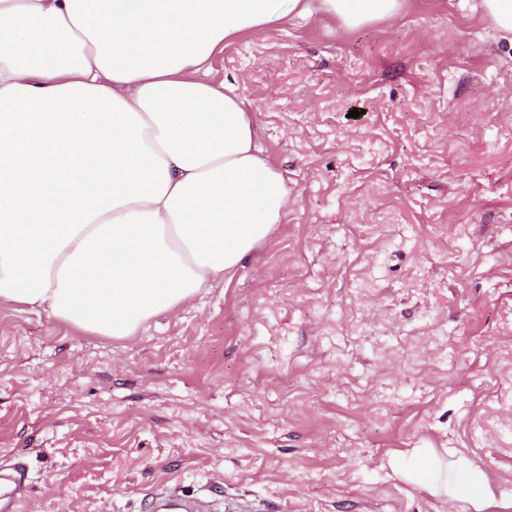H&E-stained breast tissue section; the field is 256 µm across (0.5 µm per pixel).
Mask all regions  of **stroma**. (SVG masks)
Wrapping results in <instances>:
<instances>
[{
	"instance_id": "stroma-1",
	"label": "stroma",
	"mask_w": 512,
	"mask_h": 512,
	"mask_svg": "<svg viewBox=\"0 0 512 512\" xmlns=\"http://www.w3.org/2000/svg\"><path fill=\"white\" fill-rule=\"evenodd\" d=\"M475 4L285 19L214 54L288 208L136 336L0 305L20 512H150L159 485L261 512H475L395 472L417 448L512 512V46Z\"/></svg>"
}]
</instances>
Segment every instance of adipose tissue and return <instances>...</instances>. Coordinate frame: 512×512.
<instances>
[{
  "label": "adipose tissue",
  "instance_id": "1",
  "mask_svg": "<svg viewBox=\"0 0 512 512\" xmlns=\"http://www.w3.org/2000/svg\"><path fill=\"white\" fill-rule=\"evenodd\" d=\"M401 0H0V304L116 340L233 273L288 185L210 59L286 16L358 27ZM481 512L422 448L401 470Z\"/></svg>",
  "mask_w": 512,
  "mask_h": 512
}]
</instances>
